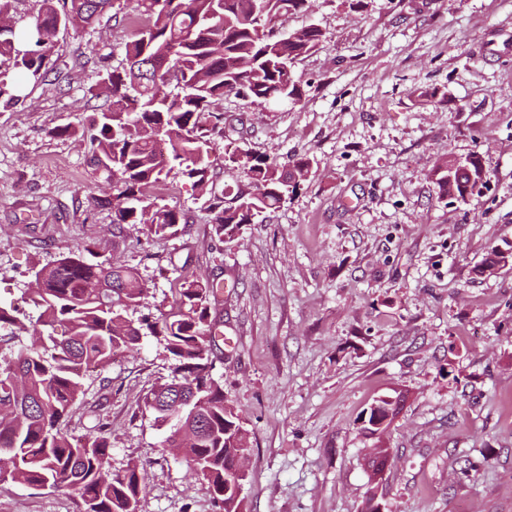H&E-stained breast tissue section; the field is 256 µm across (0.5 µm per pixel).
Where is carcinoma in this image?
<instances>
[{"label": "carcinoma", "instance_id": "1", "mask_svg": "<svg viewBox=\"0 0 512 512\" xmlns=\"http://www.w3.org/2000/svg\"><path fill=\"white\" fill-rule=\"evenodd\" d=\"M115 0H42L33 27L0 28V103L20 99L27 84L42 82L56 44L59 22L70 15L92 27ZM309 0H136L140 24L127 34L128 66L104 75L107 91L89 127L96 144L92 163L103 172L108 195L94 205L113 209L112 224L140 227L149 237L167 239L186 230L183 215L158 206L146 189L174 169L191 182L215 212L213 234L232 241L246 224L276 208L306 181L304 158L280 166L249 152L224 159L236 179L216 193L210 182L214 135L224 134V113L213 106L233 93L268 104H296L302 98L296 60L317 50L322 30L310 24L281 35L279 17L305 11ZM443 197L459 200L486 187L482 159L471 154L463 167L447 163L433 171ZM38 288L31 301L36 321L25 324L0 303V329L28 333L30 340L0 361V483L65 489L76 512H136L142 492L135 464L117 474L106 469L110 442L104 435L64 434L60 424L83 392L87 370L107 363L120 349L133 350L140 328L124 316L148 296L149 287L132 268L92 265L79 249L35 263ZM219 284L185 279L176 307L146 323L173 360L171 381L152 388L143 407L158 426L190 442L180 448L188 469L202 481L219 512H238L242 502L224 495V470L248 451V433L239 414L225 404L224 388L212 376L220 320L210 300Z\"/></svg>", "mask_w": 512, "mask_h": 512}]
</instances>
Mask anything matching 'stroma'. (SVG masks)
<instances>
[{
	"instance_id": "obj_1",
	"label": "stroma",
	"mask_w": 512,
	"mask_h": 512,
	"mask_svg": "<svg viewBox=\"0 0 512 512\" xmlns=\"http://www.w3.org/2000/svg\"><path fill=\"white\" fill-rule=\"evenodd\" d=\"M131 0L118 19L61 37L45 80L0 107V302L30 317L32 267L71 250L135 269L150 292L133 322L169 310L184 278L218 280L213 375L249 434L245 512H364L372 441L358 419L407 393L386 444L384 512H512V0H312L281 31L324 41L295 72L303 96L279 107L226 96L224 151L308 159L299 189L213 237L214 214L172 175L149 195L187 228L167 240L90 203L106 187L89 143L54 127L89 124L102 74L124 62ZM479 153L487 189L441 197L436 165ZM154 337L88 372L67 433L108 437L110 468L143 464L137 512H214L204 486L164 448L141 399L169 380ZM67 491L0 484V512H75Z\"/></svg>"
}]
</instances>
